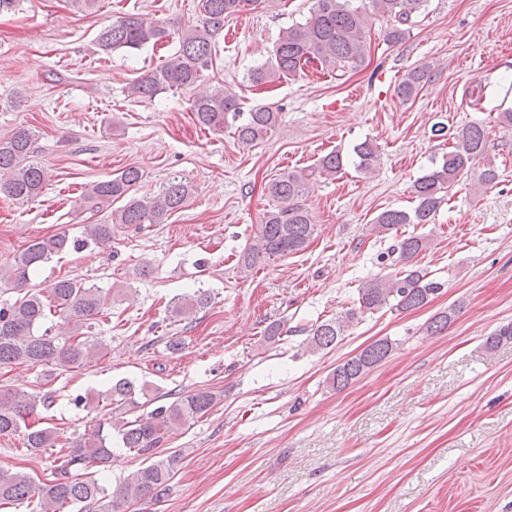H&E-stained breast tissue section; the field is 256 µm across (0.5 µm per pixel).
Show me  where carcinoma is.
<instances>
[{
    "label": "carcinoma",
    "mask_w": 512,
    "mask_h": 512,
    "mask_svg": "<svg viewBox=\"0 0 512 512\" xmlns=\"http://www.w3.org/2000/svg\"><path fill=\"white\" fill-rule=\"evenodd\" d=\"M427 0H368L372 11L392 20L385 41L397 44L425 7ZM258 0H200L202 18L188 26L179 37L178 50L159 67L129 85L130 95L153 99L164 89H193L191 112L199 127L212 132L224 131L234 122V135L244 146H254L275 127L278 112L268 104L242 111L239 98L226 88H200L204 72L213 67L212 39L224 27V19L242 12ZM366 8L352 5V0H313L309 15L302 22L285 28L273 49V58L249 73L252 86H263L282 79H294L308 68L328 73L342 70L347 64L364 61L367 52L365 34ZM168 31L158 20L141 13H127L104 25L98 32L101 50L139 49L164 41ZM424 74L412 71L395 88L397 96L408 101L419 93ZM453 149L442 162L418 178L412 186L416 205L410 211L387 209L373 224L377 233L398 229L403 224H428L434 219L447 192L459 179L483 160L479 181L490 186L499 173L487 153V133L477 123L464 125L456 132ZM34 132L19 126L0 137V196L20 202L36 198L50 178L49 169L34 160ZM356 167L371 172L380 159L378 146L369 140L354 145ZM343 169V156L332 151L315 165L294 171L274 180L269 193L276 205L267 211L253 242L244 247L238 259L240 269L252 270L266 258L295 254L304 250L314 234L309 213L299 204L310 184L321 179L333 180ZM143 173L136 166L100 179L88 186L80 198V207L99 213L116 201H124L112 213L110 224H86L82 238L67 231L31 240L6 269L0 268V286L16 294V299L0 308V366L46 365L55 369L87 367L104 357V344L85 335L95 319L105 311L109 293L94 284L63 277L45 287L31 283V272L39 266L71 250L88 244L106 246L112 242L120 226L162 224L166 216L181 209L191 189L188 183L174 177L159 194L139 196L135 192ZM427 247L424 238L410 235L400 240L401 268L391 276L375 277L359 289L357 303L310 329L306 348L312 352L330 351L343 336L368 313L384 308L410 311L426 305L440 289V284L427 279L415 268L413 260ZM211 301L206 291L177 298L169 309V319L181 322L207 307ZM457 309L435 315L425 325V333L444 332L454 320ZM59 317L70 326L69 335L61 337L44 327L51 317ZM392 345L379 340L359 354L336 366L329 377L332 388L341 391L384 360ZM153 401L145 383L128 378L113 382L104 391H89L75 398L78 406L112 407V415L103 417L88 430L67 443H60V432L52 425L41 427L34 420L38 409L48 410L53 404L47 394L17 389H0V436L24 432L28 451L56 449L55 465L50 477L35 483L22 472L0 470V508H11L32 502L31 512H74L94 506L98 512H126L134 502L156 500L174 476L176 458L153 460L133 471L116 488L107 487L98 478L112 457V436L124 448L138 455L156 449L165 438L182 426L209 413L221 402L219 393L208 388L175 394L174 399L146 414L127 418L140 400Z\"/></svg>",
    "instance_id": "cac0c4a2"
}]
</instances>
